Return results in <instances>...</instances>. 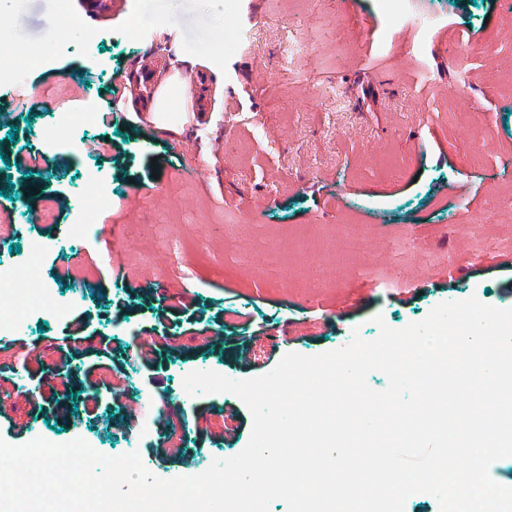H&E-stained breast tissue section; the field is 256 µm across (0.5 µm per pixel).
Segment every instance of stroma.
Instances as JSON below:
<instances>
[{
	"label": "stroma",
	"mask_w": 512,
	"mask_h": 512,
	"mask_svg": "<svg viewBox=\"0 0 512 512\" xmlns=\"http://www.w3.org/2000/svg\"><path fill=\"white\" fill-rule=\"evenodd\" d=\"M512 0H416L394 22L380 0H0V53H36L0 82V228L18 293L75 272L63 318L0 335V438L135 447L154 475L238 454L252 418L234 395H189L184 376L241 380L290 352L316 355L401 328L444 301L512 307ZM186 113L153 121L140 81ZM92 126L46 146L47 127L83 109ZM27 144L37 157L16 161ZM118 248L58 249L98 187ZM66 196L56 221L45 202ZM144 224L179 244L168 259ZM49 247L31 262V235ZM495 245L476 253L474 240ZM273 246L285 281L255 290L241 254ZM370 267L417 279L375 291ZM262 334L283 335L277 349ZM163 401L141 433L139 393ZM182 430L172 452L164 431Z\"/></svg>",
	"instance_id": "stroma-1"
}]
</instances>
